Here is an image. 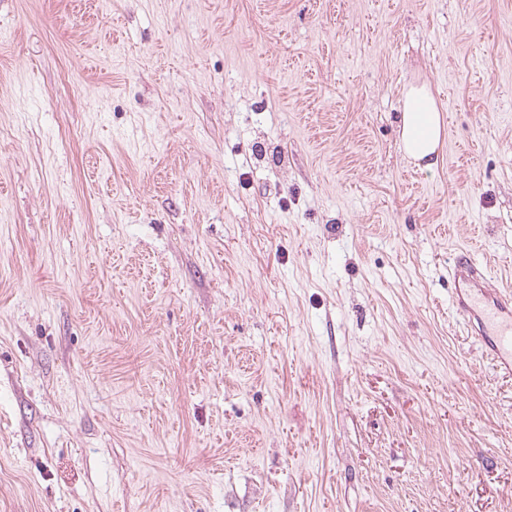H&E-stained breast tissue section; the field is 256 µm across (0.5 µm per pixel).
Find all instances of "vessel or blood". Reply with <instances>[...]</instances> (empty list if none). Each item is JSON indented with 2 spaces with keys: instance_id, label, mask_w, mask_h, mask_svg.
Wrapping results in <instances>:
<instances>
[{
  "instance_id": "1",
  "label": "vessel or blood",
  "mask_w": 512,
  "mask_h": 512,
  "mask_svg": "<svg viewBox=\"0 0 512 512\" xmlns=\"http://www.w3.org/2000/svg\"><path fill=\"white\" fill-rule=\"evenodd\" d=\"M449 277L452 306L497 369L512 374V291L492 287L470 253L456 255Z\"/></svg>"
}]
</instances>
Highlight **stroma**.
<instances>
[{
	"mask_svg": "<svg viewBox=\"0 0 512 512\" xmlns=\"http://www.w3.org/2000/svg\"><path fill=\"white\" fill-rule=\"evenodd\" d=\"M462 249L512 287V0H0V512H512ZM400 113L398 129L402 151L431 169L437 162L443 124L429 87L426 84L408 87Z\"/></svg>",
	"mask_w": 512,
	"mask_h": 512,
	"instance_id": "35a3bbf8",
	"label": "stroma"
}]
</instances>
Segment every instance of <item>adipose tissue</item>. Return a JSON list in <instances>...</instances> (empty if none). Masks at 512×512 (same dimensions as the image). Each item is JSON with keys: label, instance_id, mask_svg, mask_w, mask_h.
Segmentation results:
<instances>
[{"label": "adipose tissue", "instance_id": "obj_1", "mask_svg": "<svg viewBox=\"0 0 512 512\" xmlns=\"http://www.w3.org/2000/svg\"><path fill=\"white\" fill-rule=\"evenodd\" d=\"M442 130V116L429 87H408L399 117V141L405 155L425 168L434 167Z\"/></svg>", "mask_w": 512, "mask_h": 512}]
</instances>
